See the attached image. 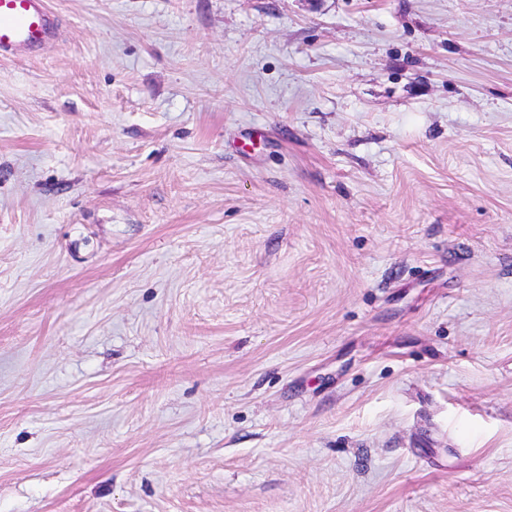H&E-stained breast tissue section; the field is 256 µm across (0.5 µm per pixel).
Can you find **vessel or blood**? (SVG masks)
Masks as SVG:
<instances>
[{
    "instance_id": "obj_1",
    "label": "vessel or blood",
    "mask_w": 512,
    "mask_h": 512,
    "mask_svg": "<svg viewBox=\"0 0 512 512\" xmlns=\"http://www.w3.org/2000/svg\"><path fill=\"white\" fill-rule=\"evenodd\" d=\"M59 35L58 17L47 0H0V58L45 50Z\"/></svg>"
}]
</instances>
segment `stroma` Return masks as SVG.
Wrapping results in <instances>:
<instances>
[{
  "instance_id": "1",
  "label": "stroma",
  "mask_w": 512,
  "mask_h": 512,
  "mask_svg": "<svg viewBox=\"0 0 512 512\" xmlns=\"http://www.w3.org/2000/svg\"><path fill=\"white\" fill-rule=\"evenodd\" d=\"M48 2L0 512H512V0Z\"/></svg>"
}]
</instances>
